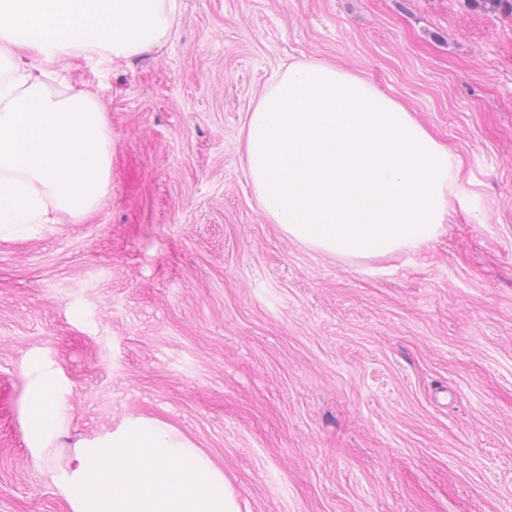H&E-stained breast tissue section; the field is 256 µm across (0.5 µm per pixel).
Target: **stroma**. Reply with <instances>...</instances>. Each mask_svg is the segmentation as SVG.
I'll use <instances>...</instances> for the list:
<instances>
[{
	"label": "stroma",
	"mask_w": 512,
	"mask_h": 512,
	"mask_svg": "<svg viewBox=\"0 0 512 512\" xmlns=\"http://www.w3.org/2000/svg\"><path fill=\"white\" fill-rule=\"evenodd\" d=\"M163 47L71 59L112 126L82 224L0 240V512H72L74 445L159 420L241 512H512V14L468 0H178ZM326 61L409 108L459 167L409 254L358 262L268 222L242 163L281 64ZM69 420L38 451L26 366Z\"/></svg>",
	"instance_id": "1"
}]
</instances>
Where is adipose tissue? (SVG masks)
Segmentation results:
<instances>
[{
	"instance_id": "ef3b65f1",
	"label": "adipose tissue",
	"mask_w": 512,
	"mask_h": 512,
	"mask_svg": "<svg viewBox=\"0 0 512 512\" xmlns=\"http://www.w3.org/2000/svg\"><path fill=\"white\" fill-rule=\"evenodd\" d=\"M177 0H0V239L23 238L49 210L80 224L111 190L112 129L89 93L45 77L90 54L129 58L168 42ZM27 428L38 446L66 420L56 369L32 364Z\"/></svg>"
}]
</instances>
